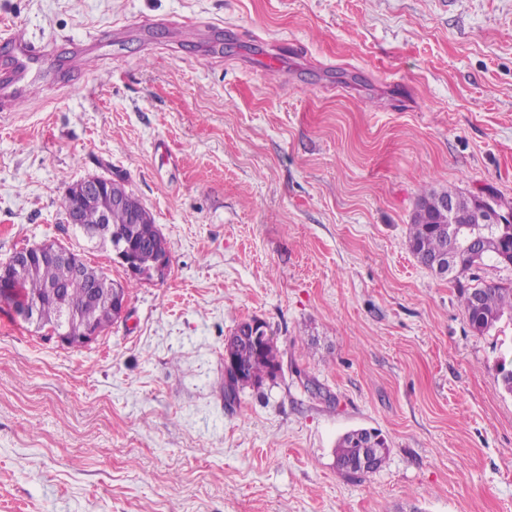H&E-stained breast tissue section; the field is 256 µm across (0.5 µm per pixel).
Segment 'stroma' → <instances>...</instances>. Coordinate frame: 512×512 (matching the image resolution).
Here are the masks:
<instances>
[{
  "label": "stroma",
  "mask_w": 512,
  "mask_h": 512,
  "mask_svg": "<svg viewBox=\"0 0 512 512\" xmlns=\"http://www.w3.org/2000/svg\"><path fill=\"white\" fill-rule=\"evenodd\" d=\"M44 55L0 116V264L54 241L91 174L152 214L171 266L68 349L0 310V512H512V322L475 332L417 263L423 190L512 212V0H0ZM104 64L73 84L72 49ZM283 373L224 400V339ZM320 389L306 391V383ZM390 453L357 480L340 436ZM252 333L245 332L247 321L240 322L230 336L224 340V355L228 354L232 362L246 369L249 379L262 383L270 377L275 367L281 366L279 350L272 336L265 333V327L259 321H252ZM257 338H255V337ZM364 429L367 428L351 430L342 435L336 442L335 456L341 469V473H339L348 477V479H358L364 474L379 470L387 459L388 445L386 439L375 429H371L373 434ZM375 439L377 441L372 443ZM362 448H370L369 453L373 460V467L365 471H362L360 467Z\"/></svg>",
  "instance_id": "stroma-1"
}]
</instances>
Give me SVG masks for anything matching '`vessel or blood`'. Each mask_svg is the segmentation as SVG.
<instances>
[{
	"label": "vessel or blood",
	"instance_id": "obj_1",
	"mask_svg": "<svg viewBox=\"0 0 512 512\" xmlns=\"http://www.w3.org/2000/svg\"><path fill=\"white\" fill-rule=\"evenodd\" d=\"M42 54V46L21 32L0 29V112L14 111L16 93L30 87V75Z\"/></svg>",
	"mask_w": 512,
	"mask_h": 512
}]
</instances>
